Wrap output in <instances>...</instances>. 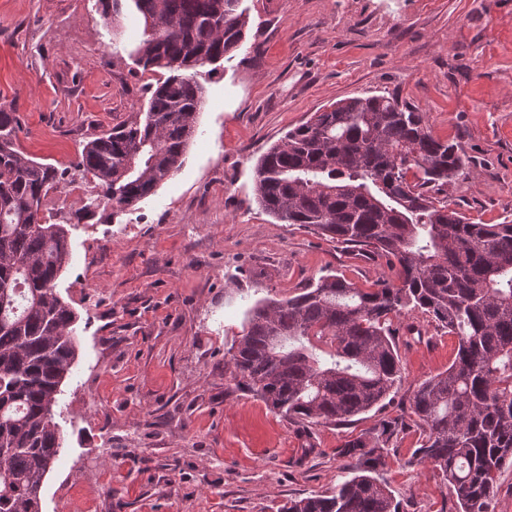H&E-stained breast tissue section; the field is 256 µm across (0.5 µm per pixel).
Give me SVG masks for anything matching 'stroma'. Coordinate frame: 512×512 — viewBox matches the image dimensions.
I'll list each match as a JSON object with an SVG mask.
<instances>
[{
  "label": "stroma",
  "mask_w": 512,
  "mask_h": 512,
  "mask_svg": "<svg viewBox=\"0 0 512 512\" xmlns=\"http://www.w3.org/2000/svg\"><path fill=\"white\" fill-rule=\"evenodd\" d=\"M232 57L198 69L205 102L181 168L113 210L49 191L42 220L67 224L57 292L78 315V356L57 422L59 460L42 512H279L341 479L345 441L397 423L383 476L400 512H457L428 464L414 387L443 372L457 339L427 315L398 319L403 381L342 425L301 427L234 387L225 354L261 298L338 274L368 288L385 259L282 224L255 198L259 157L288 129L350 97L395 94L468 160L450 207L512 221V0H241ZM132 0H0V105L26 157L69 166L84 143L148 107L168 70L146 68Z\"/></svg>",
  "instance_id": "35a3bbf8"
}]
</instances>
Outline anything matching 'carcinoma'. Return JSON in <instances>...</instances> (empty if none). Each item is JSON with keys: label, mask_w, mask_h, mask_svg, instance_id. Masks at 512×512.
<instances>
[{"label": "carcinoma", "mask_w": 512, "mask_h": 512, "mask_svg": "<svg viewBox=\"0 0 512 512\" xmlns=\"http://www.w3.org/2000/svg\"><path fill=\"white\" fill-rule=\"evenodd\" d=\"M149 29L145 68L170 75L144 117L88 141L62 170L24 156L19 118L0 105V512H41L63 437L61 386L77 357V315L56 292L68 230L45 224L50 189L92 175L112 208L177 172L204 87L185 71L229 57L245 38L241 0H132ZM467 165L395 95L352 97L289 130L258 160L255 195L279 221L384 257L371 288L326 274L286 300H259L229 349L235 386L294 423H339L381 405L400 381L393 319L420 310L457 337L448 369L413 391L425 428L411 463H428L458 512H491L512 463V222L475 224L440 192ZM414 180H408V173ZM392 428L342 449L344 479L284 512H399L376 476Z\"/></svg>", "instance_id": "1"}]
</instances>
